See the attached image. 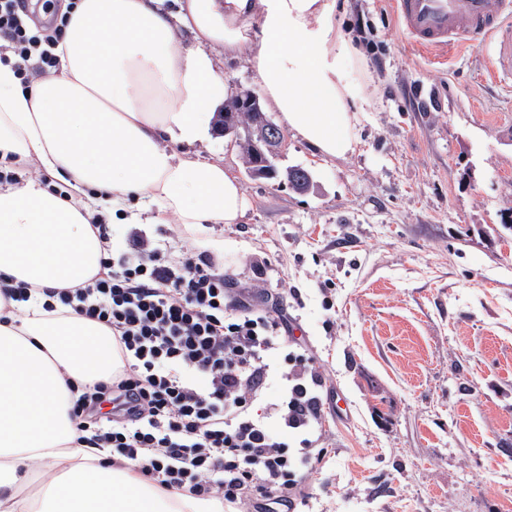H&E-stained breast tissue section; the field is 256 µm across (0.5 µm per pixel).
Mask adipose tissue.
<instances>
[{
	"mask_svg": "<svg viewBox=\"0 0 512 512\" xmlns=\"http://www.w3.org/2000/svg\"><path fill=\"white\" fill-rule=\"evenodd\" d=\"M164 2L76 0L53 76L25 84L0 61V160L43 173L0 184V512H224L220 500L142 481L135 462L113 466L111 449L77 444V391L122 361L111 330L47 313L43 291L101 272L96 217L173 216L220 251L212 226L238 223L247 200L223 162L189 152L228 93L218 56L249 47L281 124L323 156L352 151L350 128L372 104L347 77L352 43L336 27L337 0ZM19 282L29 301L5 298Z\"/></svg>",
	"mask_w": 512,
	"mask_h": 512,
	"instance_id": "adipose-tissue-1",
	"label": "adipose tissue"
}]
</instances>
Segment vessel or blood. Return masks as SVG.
I'll return each mask as SVG.
<instances>
[{
  "label": "vessel or blood",
  "instance_id": "obj_1",
  "mask_svg": "<svg viewBox=\"0 0 512 512\" xmlns=\"http://www.w3.org/2000/svg\"><path fill=\"white\" fill-rule=\"evenodd\" d=\"M408 38L427 50L488 44V74L512 77V0H394Z\"/></svg>",
  "mask_w": 512,
  "mask_h": 512
}]
</instances>
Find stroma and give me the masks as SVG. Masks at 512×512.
Wrapping results in <instances>:
<instances>
[{"mask_svg": "<svg viewBox=\"0 0 512 512\" xmlns=\"http://www.w3.org/2000/svg\"><path fill=\"white\" fill-rule=\"evenodd\" d=\"M336 25L377 99L345 155L286 132L275 165L310 170L308 193L249 178L223 136L198 149L248 200L213 232L225 269L285 308L337 407L301 512H512V234L490 231L512 207V88L487 50L418 48L392 0H341Z\"/></svg>", "mask_w": 512, "mask_h": 512, "instance_id": "1", "label": "stroma"}]
</instances>
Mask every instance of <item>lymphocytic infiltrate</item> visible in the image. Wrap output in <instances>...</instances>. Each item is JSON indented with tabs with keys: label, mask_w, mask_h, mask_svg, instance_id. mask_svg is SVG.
I'll use <instances>...</instances> for the list:
<instances>
[{
	"label": "lymphocytic infiltrate",
	"mask_w": 512,
	"mask_h": 512,
	"mask_svg": "<svg viewBox=\"0 0 512 512\" xmlns=\"http://www.w3.org/2000/svg\"><path fill=\"white\" fill-rule=\"evenodd\" d=\"M65 25L59 16L32 27L24 0H0V59L13 55L22 77L32 66L51 71ZM101 265L103 276L87 285L44 291L45 311L72 306L110 327L123 361L75 401L79 442L136 461L161 487L219 497L237 512H295L304 473L325 455L315 442L327 389L285 315L257 308L252 289L231 287L214 256L176 257L136 232ZM276 350L287 352L289 369L273 366ZM191 373L203 386L188 381ZM272 380L279 392L267 401ZM260 399L257 417L251 406Z\"/></svg>",
	"instance_id": "lymphocytic-infiltrate-1"
}]
</instances>
